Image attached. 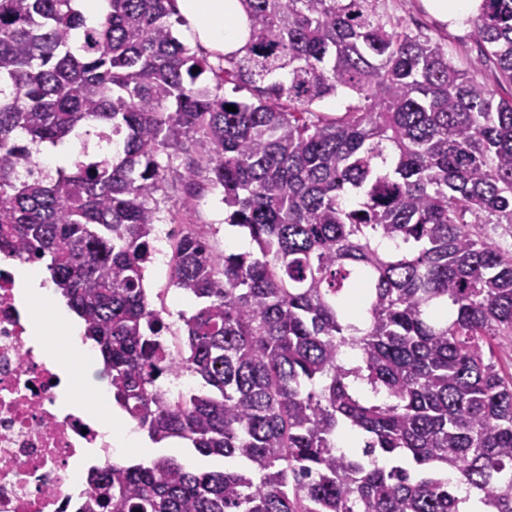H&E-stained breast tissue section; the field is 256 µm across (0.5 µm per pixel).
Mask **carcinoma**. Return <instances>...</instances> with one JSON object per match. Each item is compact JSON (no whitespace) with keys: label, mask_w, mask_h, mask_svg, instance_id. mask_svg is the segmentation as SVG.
I'll return each mask as SVG.
<instances>
[{"label":"carcinoma","mask_w":512,"mask_h":512,"mask_svg":"<svg viewBox=\"0 0 512 512\" xmlns=\"http://www.w3.org/2000/svg\"><path fill=\"white\" fill-rule=\"evenodd\" d=\"M243 2L223 55L174 34V0H106L94 27L0 0V255L45 265L152 442L228 461L114 463L78 512H464L450 472L512 512V0L469 20L492 83L381 0ZM91 137L101 159L22 174ZM172 173L254 245L174 236L178 357L145 288Z\"/></svg>","instance_id":"cac0c4a2"}]
</instances>
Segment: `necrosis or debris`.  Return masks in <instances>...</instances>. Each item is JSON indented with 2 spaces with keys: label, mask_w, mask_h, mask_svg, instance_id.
Masks as SVG:
<instances>
[{
  "label": "necrosis or debris",
  "mask_w": 512,
  "mask_h": 512,
  "mask_svg": "<svg viewBox=\"0 0 512 512\" xmlns=\"http://www.w3.org/2000/svg\"><path fill=\"white\" fill-rule=\"evenodd\" d=\"M28 262L0 263V512H75L90 459L111 464L112 443L96 414L73 405L64 353L35 332L39 302L15 276Z\"/></svg>",
  "instance_id": "4bbe7bcc"
}]
</instances>
